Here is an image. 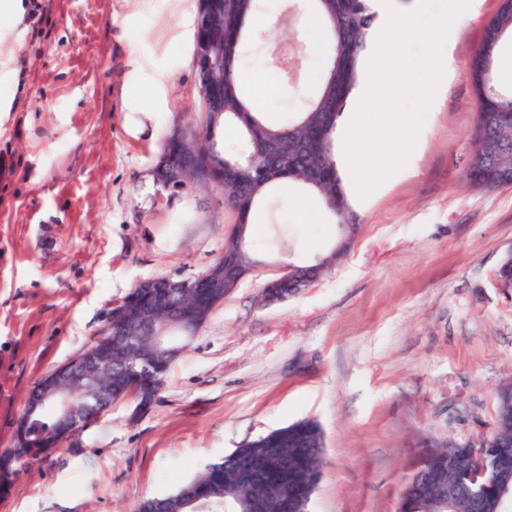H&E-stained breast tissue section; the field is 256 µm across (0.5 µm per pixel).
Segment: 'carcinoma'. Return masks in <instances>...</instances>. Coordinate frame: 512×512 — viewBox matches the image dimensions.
I'll return each instance as SVG.
<instances>
[{
    "instance_id": "obj_1",
    "label": "carcinoma",
    "mask_w": 512,
    "mask_h": 512,
    "mask_svg": "<svg viewBox=\"0 0 512 512\" xmlns=\"http://www.w3.org/2000/svg\"><path fill=\"white\" fill-rule=\"evenodd\" d=\"M313 11L328 26L332 36L331 62L317 97L307 110L285 125L270 123L256 111L238 81L240 52L250 38L248 20L258 10L257 0H211L204 13H197L195 39L217 48L209 71L197 70L198 84L210 88L206 135L226 126L240 130L245 151L239 156H220L214 176L216 187L227 196L237 223L247 224L264 197L280 184H300L316 191L323 203H334L332 213L341 224L353 223L348 199L334 154L333 132L350 94L356 86L362 51L372 38L376 15L369 0H310ZM486 28L498 34V42L512 37V0H503ZM483 112H511L512 96L500 95L492 81L474 86ZM500 150L496 166L489 169L484 183L493 184L500 169H512V124L497 128ZM224 254L244 263L251 262L247 246L232 230ZM167 306L186 314L212 312L216 307L213 289L192 288L175 295ZM127 349L112 356V393L135 377L151 381L166 376L169 364L156 362L155 343L149 331L132 324L125 329ZM79 415L100 412L99 390L76 393L71 398ZM323 435L319 425L308 419L268 431L224 459L209 464L203 472L181 483L163 497L143 500L137 512H191L195 500L208 512H248L253 498L266 504V512H278L293 486L309 485L320 475ZM448 459L446 448H425L416 462L415 473L440 465ZM433 500L424 495L403 503V512H432Z\"/></svg>"
}]
</instances>
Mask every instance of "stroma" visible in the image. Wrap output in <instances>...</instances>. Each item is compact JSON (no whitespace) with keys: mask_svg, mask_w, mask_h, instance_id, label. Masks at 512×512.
<instances>
[{"mask_svg":"<svg viewBox=\"0 0 512 512\" xmlns=\"http://www.w3.org/2000/svg\"><path fill=\"white\" fill-rule=\"evenodd\" d=\"M0 14V451L33 385L85 350L137 282L191 277L236 222L220 190L154 180L164 143L202 121L196 0H35ZM447 40L451 73L408 165L351 198L346 254L286 301L265 284L326 257L343 230L304 187L255 212L252 266L172 362L143 415L117 401L49 459L30 463L0 512H136L244 442L316 420L323 476L312 512H397L425 444L479 445L512 379V186L466 175L477 96L467 69L499 0ZM278 23L241 50L239 79L275 123L316 97L329 49L299 31L307 0H262ZM275 89L255 92L266 70Z\"/></svg>","mask_w":512,"mask_h":512,"instance_id":"obj_1","label":"stroma"}]
</instances>
